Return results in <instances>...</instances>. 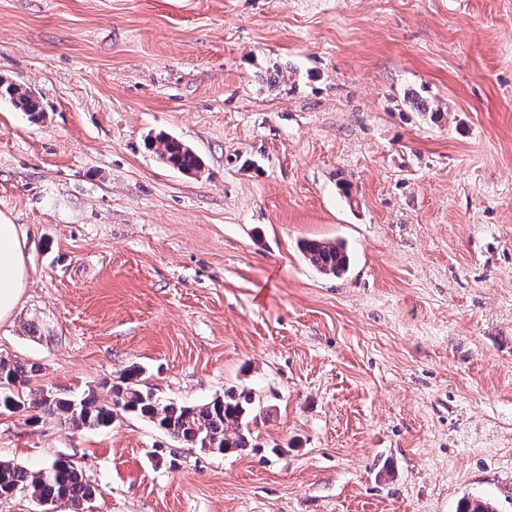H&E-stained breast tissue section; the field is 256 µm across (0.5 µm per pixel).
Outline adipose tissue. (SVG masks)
<instances>
[{
	"label": "adipose tissue",
	"instance_id": "ef3b65f1",
	"mask_svg": "<svg viewBox=\"0 0 512 512\" xmlns=\"http://www.w3.org/2000/svg\"><path fill=\"white\" fill-rule=\"evenodd\" d=\"M25 278L24 240L17 225L0 215V321L12 316Z\"/></svg>",
	"mask_w": 512,
	"mask_h": 512
}]
</instances>
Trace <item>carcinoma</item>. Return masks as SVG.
Wrapping results in <instances>:
<instances>
[{
    "instance_id": "obj_1",
    "label": "carcinoma",
    "mask_w": 512,
    "mask_h": 512,
    "mask_svg": "<svg viewBox=\"0 0 512 512\" xmlns=\"http://www.w3.org/2000/svg\"><path fill=\"white\" fill-rule=\"evenodd\" d=\"M0 96L31 115L39 111L35 96L26 91L12 92L7 87L0 90ZM148 147L174 168L185 172L200 168L196 154L177 138L160 133L149 139ZM305 252L323 274L339 277L347 272L349 258L340 243L308 242ZM34 372L33 367L18 360L0 359V412L14 414L37 410L64 424L89 430L108 428L118 415L129 413L147 419L178 442L198 448L208 446L219 455L251 445L247 417L253 410L255 398L250 391L226 393L196 406L179 405L144 388L142 369L132 365L120 382L112 386L111 402L103 403L90 393L67 398L39 388L27 394L23 388ZM22 491L42 504L66 502L76 510L95 496V487L73 460L53 459L36 470L0 461V502ZM458 512H494V508L483 497L467 496L461 499Z\"/></svg>"
}]
</instances>
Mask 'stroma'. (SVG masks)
Returning <instances> with one entry per match:
<instances>
[{"label":"stroma","instance_id":"1","mask_svg":"<svg viewBox=\"0 0 512 512\" xmlns=\"http://www.w3.org/2000/svg\"><path fill=\"white\" fill-rule=\"evenodd\" d=\"M0 82V358L256 402L238 453L2 413L0 460L74 456L85 512H512V0H0ZM148 147L155 150L162 161L178 170L191 172L200 168L196 154L177 138L160 133L149 139ZM25 278L24 240L17 224L0 214V321L12 316ZM305 252L309 261L323 274L339 277L347 272L349 258L340 243L308 242Z\"/></svg>","mask_w":512,"mask_h":512}]
</instances>
